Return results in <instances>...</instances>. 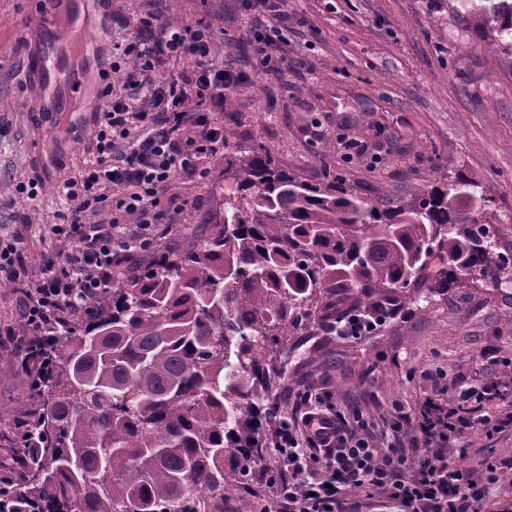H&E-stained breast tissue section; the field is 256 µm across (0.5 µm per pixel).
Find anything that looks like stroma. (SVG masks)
<instances>
[{
    "label": "stroma",
    "instance_id": "stroma-1",
    "mask_svg": "<svg viewBox=\"0 0 512 512\" xmlns=\"http://www.w3.org/2000/svg\"><path fill=\"white\" fill-rule=\"evenodd\" d=\"M147 13L160 25L209 26L217 62L249 75L213 115L233 141L264 147L315 183L339 170L371 202L403 203L433 179L475 177L500 248L512 250V50L477 37L448 0H281L274 69L259 63L242 0H84L79 22L91 43L72 57L86 70L84 90L74 99L59 84L40 102L29 65L54 35L43 0H0V240L20 243L30 273L44 256H64L51 232L66 206L59 186L83 165L100 90L131 66L113 44L131 40ZM328 141L335 149L322 151ZM231 155L221 149L204 180L173 174L169 191L187 205L163 250L180 249L187 231L209 233ZM35 175L38 195L24 201L15 187ZM310 345L327 362L301 382L295 359L282 363L283 414L312 388L379 419L392 401L422 398L434 371L473 376L490 346L512 358V286L478 282L433 298L421 316L402 307L355 342Z\"/></svg>",
    "mask_w": 512,
    "mask_h": 512
}]
</instances>
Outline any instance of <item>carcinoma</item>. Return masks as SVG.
Masks as SVG:
<instances>
[{
  "instance_id": "cac0c4a2",
  "label": "carcinoma",
  "mask_w": 512,
  "mask_h": 512,
  "mask_svg": "<svg viewBox=\"0 0 512 512\" xmlns=\"http://www.w3.org/2000/svg\"><path fill=\"white\" fill-rule=\"evenodd\" d=\"M479 36L512 50V0H448ZM236 185L211 232L144 271L119 275L63 322L49 352L28 351L34 409L13 426L30 452L14 490L41 512H224L263 458L280 413L277 357L303 336L345 341L404 304L475 277L512 278L481 222L468 176L407 204L375 206L333 171L310 183L260 147L236 146Z\"/></svg>"
}]
</instances>
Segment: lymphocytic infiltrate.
Listing matches in <instances>:
<instances>
[{"mask_svg":"<svg viewBox=\"0 0 512 512\" xmlns=\"http://www.w3.org/2000/svg\"><path fill=\"white\" fill-rule=\"evenodd\" d=\"M135 66L121 86H106L98 131L84 151L86 166L63 183L67 206L52 232L67 245L64 263L46 261L25 281L21 318L50 343L52 328L84 314L85 302L112 285V270L131 250L157 248L162 225L183 212L184 200L165 195L174 173L205 178L224 145V129L211 114L223 109L225 91L246 85V72L211 63L208 28L166 26L149 39L117 45ZM189 54L198 67L168 85L149 72L167 56ZM119 195H112V188ZM111 217L95 222L102 205ZM482 368L502 377L446 381L415 404L392 403L384 421L386 447L376 425L360 410H345L328 394L304 393L300 417L281 421L272 445L277 464L268 476L273 512H361L355 492L384 500L389 512H512V463L481 462L479 470L455 465L469 454L468 435L512 434V358L485 349ZM496 409L482 414L487 403Z\"/></svg>","mask_w":512,"mask_h":512,"instance_id":"obj_1","label":"lymphocytic infiltrate"}]
</instances>
